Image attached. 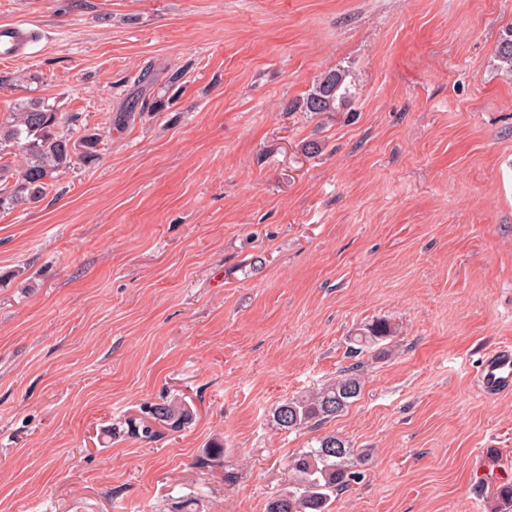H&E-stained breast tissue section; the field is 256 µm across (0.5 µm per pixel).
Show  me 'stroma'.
I'll use <instances>...</instances> for the list:
<instances>
[{
	"instance_id": "obj_1",
	"label": "stroma",
	"mask_w": 512,
	"mask_h": 512,
	"mask_svg": "<svg viewBox=\"0 0 512 512\" xmlns=\"http://www.w3.org/2000/svg\"><path fill=\"white\" fill-rule=\"evenodd\" d=\"M1 23L33 39L0 119L37 98L102 140L0 210V512H266L326 434L362 474L329 512H488L512 477V390L478 377L512 346V0H0ZM335 69L349 99L295 109ZM378 320L359 399L279 429ZM165 397L192 423L120 433ZM352 338V342L358 347L351 349L353 354H360L377 346L391 335L392 329L388 322L376 321L358 330Z\"/></svg>"
}]
</instances>
